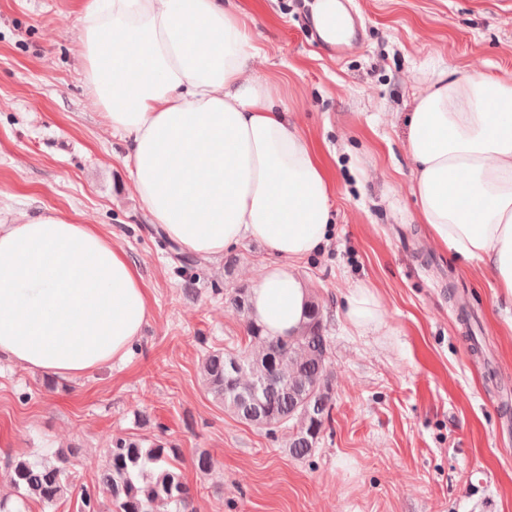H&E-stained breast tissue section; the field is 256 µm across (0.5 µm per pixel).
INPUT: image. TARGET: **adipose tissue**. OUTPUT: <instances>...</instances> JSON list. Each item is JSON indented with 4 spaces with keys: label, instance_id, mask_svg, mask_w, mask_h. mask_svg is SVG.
<instances>
[{
    "label": "adipose tissue",
    "instance_id": "obj_1",
    "mask_svg": "<svg viewBox=\"0 0 512 512\" xmlns=\"http://www.w3.org/2000/svg\"><path fill=\"white\" fill-rule=\"evenodd\" d=\"M257 47L233 0H87L79 53L91 96L127 142L133 189L184 251L215 260L254 239L274 260L252 289L269 335L296 332V263L331 233L320 152L250 73ZM512 78L441 71L408 115L418 221L441 250L481 261L512 297ZM126 253L93 226L21 214L0 227V358L63 379L120 361L148 318ZM381 315L350 288L359 332Z\"/></svg>",
    "mask_w": 512,
    "mask_h": 512
}]
</instances>
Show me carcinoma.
<instances>
[{
  "instance_id": "carcinoma-1",
  "label": "carcinoma",
  "mask_w": 512,
  "mask_h": 512,
  "mask_svg": "<svg viewBox=\"0 0 512 512\" xmlns=\"http://www.w3.org/2000/svg\"><path fill=\"white\" fill-rule=\"evenodd\" d=\"M251 291L234 288L226 301L243 317L248 343L243 348H213L202 362L203 380L215 400L240 420L269 434L288 431V453L311 455L330 420L333 384L328 368L331 340L322 308L309 299L297 334L270 336L252 316ZM68 454L19 457L7 462L20 501L32 499L54 507L71 487ZM178 449L148 448L124 438L105 449L106 464L98 475L110 496L102 508L95 491L81 494V512H189L190 491L174 470Z\"/></svg>"
}]
</instances>
